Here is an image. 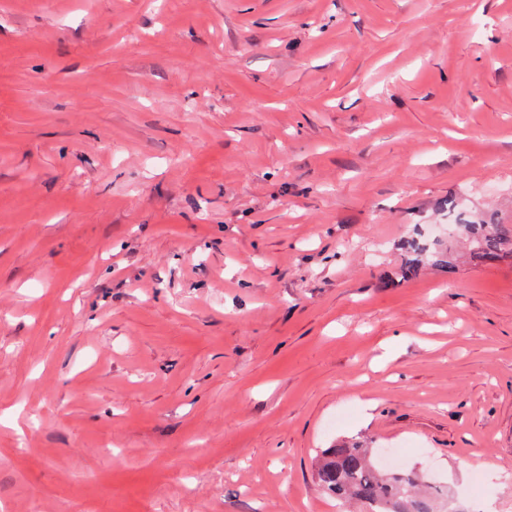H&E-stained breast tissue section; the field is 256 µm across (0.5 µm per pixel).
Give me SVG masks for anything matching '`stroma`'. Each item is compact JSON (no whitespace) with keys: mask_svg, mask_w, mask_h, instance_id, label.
I'll use <instances>...</instances> for the list:
<instances>
[{"mask_svg":"<svg viewBox=\"0 0 512 512\" xmlns=\"http://www.w3.org/2000/svg\"><path fill=\"white\" fill-rule=\"evenodd\" d=\"M512 0H0V512H512ZM463 233L473 255L484 261H496L504 255L512 257V228L503 224H462ZM317 470L324 491L338 500H356L368 512H435L434 498L418 488L412 472L386 473L376 467L374 448L360 443L329 448Z\"/></svg>","mask_w":512,"mask_h":512,"instance_id":"stroma-1","label":"stroma"}]
</instances>
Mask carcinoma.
Returning a JSON list of instances; mask_svg holds the SVG:
<instances>
[{"label":"carcinoma","instance_id":"obj_1","mask_svg":"<svg viewBox=\"0 0 512 512\" xmlns=\"http://www.w3.org/2000/svg\"><path fill=\"white\" fill-rule=\"evenodd\" d=\"M473 255L484 261L512 256V228L502 224L463 225ZM375 451L360 443L331 448L317 470L324 491L338 500H356L368 512H435L434 498L418 488L412 472L383 474Z\"/></svg>","mask_w":512,"mask_h":512}]
</instances>
